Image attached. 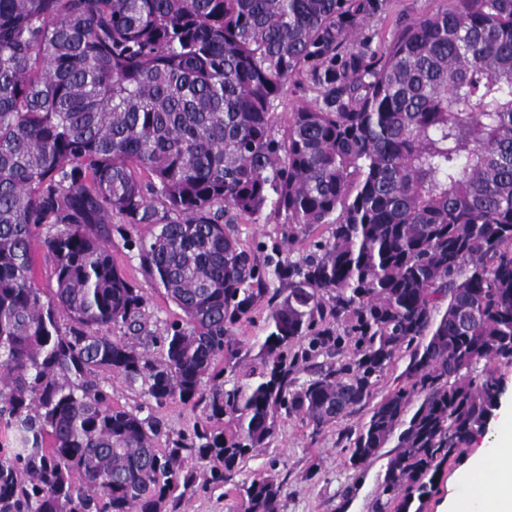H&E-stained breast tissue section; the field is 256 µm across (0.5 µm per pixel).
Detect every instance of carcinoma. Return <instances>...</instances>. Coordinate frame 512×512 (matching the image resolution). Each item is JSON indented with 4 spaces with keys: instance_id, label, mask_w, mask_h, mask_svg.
<instances>
[{
    "instance_id": "cac0c4a2",
    "label": "carcinoma",
    "mask_w": 512,
    "mask_h": 512,
    "mask_svg": "<svg viewBox=\"0 0 512 512\" xmlns=\"http://www.w3.org/2000/svg\"><path fill=\"white\" fill-rule=\"evenodd\" d=\"M451 3L378 54L349 40L382 0H0V512H182L190 457L282 512L273 472L237 480L278 413L365 407L350 466L398 448L376 512L432 494L512 366V0ZM303 73L322 102L279 131ZM264 213L329 236L260 261L233 222ZM114 232L179 319L151 321ZM260 305L258 379L226 390ZM105 372L204 418L160 448Z\"/></svg>"
}]
</instances>
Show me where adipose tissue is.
Wrapping results in <instances>:
<instances>
[{
    "label": "adipose tissue",
    "instance_id": "ef3b65f1",
    "mask_svg": "<svg viewBox=\"0 0 512 512\" xmlns=\"http://www.w3.org/2000/svg\"><path fill=\"white\" fill-rule=\"evenodd\" d=\"M494 432L463 473L466 495L449 498L444 512H512V404L499 409Z\"/></svg>",
    "mask_w": 512,
    "mask_h": 512
}]
</instances>
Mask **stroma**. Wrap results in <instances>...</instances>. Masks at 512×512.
I'll return each mask as SVG.
<instances>
[{
  "label": "stroma",
  "instance_id": "35a3bbf8",
  "mask_svg": "<svg viewBox=\"0 0 512 512\" xmlns=\"http://www.w3.org/2000/svg\"><path fill=\"white\" fill-rule=\"evenodd\" d=\"M448 5L449 0H383L381 11L370 20L365 35L373 50H381L402 22L435 13ZM235 230L239 240L250 247L281 242L284 254L293 259L308 253L312 242L311 237L302 235L295 242L285 243L281 225L266 222L262 217H237ZM112 257L127 278L142 288L147 298V311L154 322L162 325L176 317V306L144 276L135 252L127 250L117 235L112 238ZM235 334L243 352L236 370L224 375V385L228 388L246 382L250 367L260 360L264 340L261 317L242 322ZM488 442L485 436L474 439L463 448L461 458L438 470L434 491L425 502L423 512H440L450 495L461 493L459 475L465 459ZM394 453V447L384 448L363 467L354 469L342 449L340 427L317 432L301 417L283 416L277 421L275 440L247 461L242 476L251 478L265 470L270 462H277L284 481L283 512H375L387 462Z\"/></svg>",
  "mask_w": 512,
  "mask_h": 512
}]
</instances>
